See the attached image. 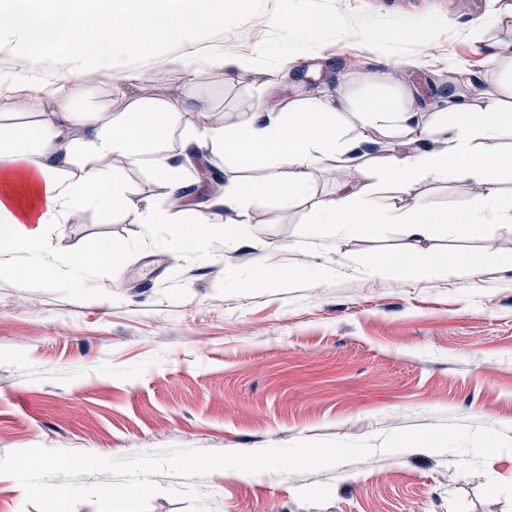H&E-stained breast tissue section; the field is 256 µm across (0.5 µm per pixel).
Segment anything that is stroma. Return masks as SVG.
I'll return each instance as SVG.
<instances>
[{
  "mask_svg": "<svg viewBox=\"0 0 512 512\" xmlns=\"http://www.w3.org/2000/svg\"><path fill=\"white\" fill-rule=\"evenodd\" d=\"M267 15L322 16L327 29L293 33L246 22L184 44L171 55L106 76L61 66L47 86L68 85L75 109L111 113L113 85L138 96L179 94L193 111L240 122L255 106L250 78L189 86L188 62L264 53L282 98L319 87L361 93L380 72L430 110L448 87L489 85L487 60L512 42V0H265ZM412 26L402 45L369 44L375 31ZM432 41L422 50L420 40ZM372 153L359 157L387 208L405 195L439 209L465 208L469 181L427 180L410 192L385 182ZM317 177L308 199L249 206L242 242L219 234L210 215L200 254L163 247L164 227L124 209L110 223L90 211L51 234L54 251L93 260V247L121 250L119 269L97 266L84 283L0 269V456L34 446L120 458L170 446L255 451L299 440H361L450 420L506 430L512 438V230L466 239L449 230L428 245L473 250L494 264L469 280L453 273L374 276L363 260L406 246L401 225L341 240L314 238V205L335 196ZM314 266L313 274L303 269ZM267 275L260 288L250 280ZM423 448L376 452L329 471L240 477L211 472L196 484L212 512H512V451L484 472Z\"/></svg>",
  "mask_w": 512,
  "mask_h": 512,
  "instance_id": "35a3bbf8",
  "label": "stroma"
}]
</instances>
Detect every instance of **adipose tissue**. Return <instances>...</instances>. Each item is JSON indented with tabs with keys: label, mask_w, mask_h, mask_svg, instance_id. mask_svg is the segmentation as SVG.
Returning <instances> with one entry per match:
<instances>
[{
	"label": "adipose tissue",
	"mask_w": 512,
	"mask_h": 512,
	"mask_svg": "<svg viewBox=\"0 0 512 512\" xmlns=\"http://www.w3.org/2000/svg\"><path fill=\"white\" fill-rule=\"evenodd\" d=\"M215 71L249 76L260 87L258 102L242 122L227 126L218 121L196 138L185 139L184 165L178 171L168 170L161 156L188 112L183 98L126 94L122 107L105 116L76 111L62 84L24 97L22 108L35 114L34 127L20 132L0 126V265L15 257L23 259L24 271L64 267L73 280H84L88 264L52 255L50 229L81 211L94 212L106 224L120 207L139 223L166 225V241L178 254H199L207 213H197L193 223L182 224L180 209L169 205L139 211L130 199L131 187L117 175L119 169L138 166L152 168L161 183L172 188L194 182V155L199 150L270 172L261 182L245 175L225 177L223 192L209 200L211 208L226 210L220 230L225 245H237L248 221V202L274 197L292 203L306 197L317 174L339 173V150L347 134L343 116L348 112L359 115L364 136L383 130L400 136V151L380 159L392 185L407 191L417 181L452 175L477 185L479 194L472 206L451 210L437 209L417 197L398 213L383 208L375 195H357L358 179L352 176L346 178L344 192L314 207L316 234L359 237L380 232L388 224H403L408 247L365 259V269L377 274L403 276L452 268L468 279L491 263V256L483 253L436 252L425 242L444 226L458 236L474 238L512 225V208L500 205L494 189L500 173L512 170V146H494L500 135L512 132V81L423 115L411 101L389 93L356 99L340 90L289 101L277 98L263 86L265 60L259 54L216 57L194 66L192 76L199 82ZM91 157L111 160L113 172L88 168Z\"/></svg>",
	"instance_id": "obj_1"
}]
</instances>
